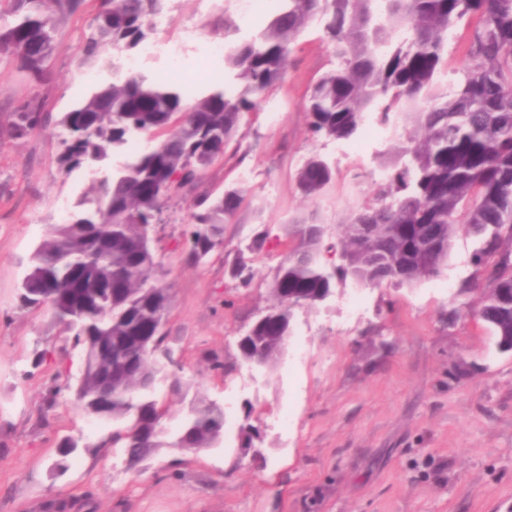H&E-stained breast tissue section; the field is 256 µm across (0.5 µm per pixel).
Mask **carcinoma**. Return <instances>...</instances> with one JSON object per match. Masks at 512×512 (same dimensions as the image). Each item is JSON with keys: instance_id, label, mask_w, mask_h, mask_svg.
I'll use <instances>...</instances> for the list:
<instances>
[{"instance_id": "1", "label": "carcinoma", "mask_w": 512, "mask_h": 512, "mask_svg": "<svg viewBox=\"0 0 512 512\" xmlns=\"http://www.w3.org/2000/svg\"><path fill=\"white\" fill-rule=\"evenodd\" d=\"M89 1L94 15L79 57L114 72L168 8V0H7L8 9L0 8V65L44 83L61 24ZM279 2L267 24L251 33L224 14V89L205 92L188 107L180 85L138 73L99 88L57 118L39 95L29 94L0 125V136L13 140L62 127L58 163L65 172L108 159L139 134L157 139L97 182L69 223L48 229L19 295L26 308L39 307L44 292L55 295L52 317L83 352L81 373L66 390L87 416L126 421L99 446L121 448L137 464L162 448H212L226 424L224 405L198 392L178 433L168 437L157 392L166 382L181 393L184 383L163 375L173 362L166 334L147 346L135 339L172 303L170 290L160 285L162 262L153 247L140 246L143 226L165 223V204L152 196V184L168 181L173 198L223 160L242 117L258 111L284 79L288 57L314 22L333 46L336 68L309 95V135L348 139L373 120L389 132L380 160L385 177L373 183L371 202L342 221L338 264L323 260L330 225L316 212L293 218L284 258L268 284L271 305L239 344L242 360L274 366L293 312L315 306L349 278L379 287L439 274L461 231L476 240L465 290L479 299L455 315L477 317L491 328L499 350L512 352V0ZM475 14L480 21L467 47L469 63L445 84L440 75L448 36ZM332 180L331 164L318 155L296 173L302 195L311 199ZM247 193L241 183L218 198L192 202L187 263L199 265L223 246L224 225ZM267 238L263 231L237 253L228 268L232 287L251 286L250 255L262 251ZM113 278L125 281L126 292L108 299L98 285Z\"/></svg>"}]
</instances>
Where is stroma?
I'll return each mask as SVG.
<instances>
[{
    "label": "stroma",
    "mask_w": 512,
    "mask_h": 512,
    "mask_svg": "<svg viewBox=\"0 0 512 512\" xmlns=\"http://www.w3.org/2000/svg\"><path fill=\"white\" fill-rule=\"evenodd\" d=\"M93 9L62 25L49 81L39 88L61 115L106 84L107 74L80 65L77 45ZM170 24L150 40L177 42L185 27V60L224 38V0H171ZM318 24L291 54L284 81L258 112L245 115L241 154L226 153L193 187L170 201L159 231V259L172 292L166 344L179 364L167 374L225 403L231 430L215 448L189 454L161 449L129 466L101 447L116 425L87 416L53 387L75 382L82 354L49 312L19 306L20 284L57 207H74L92 183L85 170L62 172L61 127L24 140L0 136V512H512V352H500L477 317H455L476 295L461 288L472 272L476 243L458 235L439 277L378 288L354 280L324 302L297 310L281 362L249 369L238 341L266 312V283L284 251L286 226L318 211L334 225L371 200L366 173L377 166L386 139L367 129L346 140H311L310 88L333 65ZM332 164L334 180L309 201L295 175L312 154ZM247 181L249 192L225 226L224 247L205 264L187 265L183 233L190 203ZM262 230L276 245L254 257L251 288H232L229 263ZM450 282L440 291L438 282ZM362 294L357 315L347 301ZM52 358L36 362V352ZM220 359L228 372L211 370ZM289 420L288 435L273 427ZM258 436L240 446L241 427ZM78 448L61 454L62 439Z\"/></svg>",
    "instance_id": "obj_1"
}]
</instances>
